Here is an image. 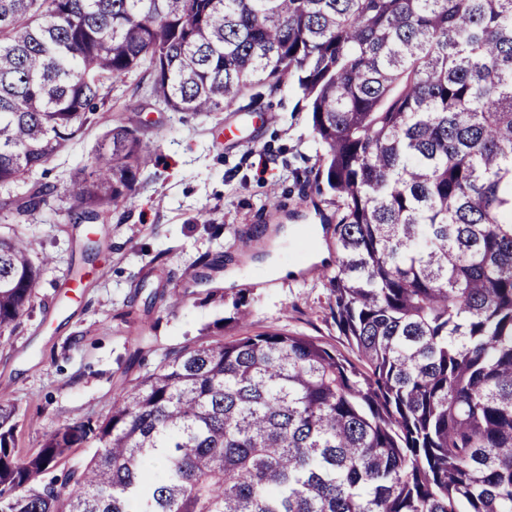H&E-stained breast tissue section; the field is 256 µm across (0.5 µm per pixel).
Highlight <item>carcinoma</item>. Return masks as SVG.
<instances>
[{
  "label": "carcinoma",
  "mask_w": 512,
  "mask_h": 512,
  "mask_svg": "<svg viewBox=\"0 0 512 512\" xmlns=\"http://www.w3.org/2000/svg\"><path fill=\"white\" fill-rule=\"evenodd\" d=\"M138 71L204 117L296 82L352 356L281 332L189 341L26 455L1 396L0 512H512V0H0L15 223L45 200L32 175ZM138 112L64 185L79 221L135 191ZM32 252L0 237L1 341L33 307ZM94 450V445L90 443H85L80 447L72 448L70 455L66 459L59 462L55 470V474L62 479L70 469L83 466L86 461L93 455Z\"/></svg>",
  "instance_id": "1"
}]
</instances>
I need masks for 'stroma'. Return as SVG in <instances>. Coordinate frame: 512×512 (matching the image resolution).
<instances>
[{
	"mask_svg": "<svg viewBox=\"0 0 512 512\" xmlns=\"http://www.w3.org/2000/svg\"><path fill=\"white\" fill-rule=\"evenodd\" d=\"M147 86L135 73L110 92L111 123L142 105L139 134L155 154L124 206L94 224L72 220L63 185L100 142L94 126L38 171L48 195L30 223L0 219V237L31 240L42 266L33 308L0 346V396L17 409L21 453L61 424L104 417L168 348L219 319L228 338L281 331L347 349L329 309L336 207L304 188L315 144L297 88L264 94L252 115L203 120L155 104ZM319 249L326 259L312 262ZM272 257L291 273L270 278ZM241 298L250 317L238 325Z\"/></svg>",
	"mask_w": 512,
	"mask_h": 512,
	"instance_id": "35a3bbf8",
	"label": "stroma"
}]
</instances>
